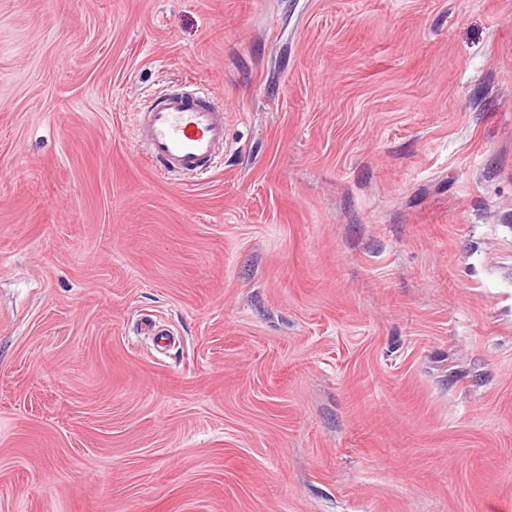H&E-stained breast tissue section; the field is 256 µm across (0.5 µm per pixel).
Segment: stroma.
I'll return each instance as SVG.
<instances>
[{
	"mask_svg": "<svg viewBox=\"0 0 512 512\" xmlns=\"http://www.w3.org/2000/svg\"><path fill=\"white\" fill-rule=\"evenodd\" d=\"M0 512H512V0H0ZM133 115L136 149L165 180L201 181L224 154V110L205 90L160 94Z\"/></svg>",
	"mask_w": 512,
	"mask_h": 512,
	"instance_id": "obj_1",
	"label": "stroma"
}]
</instances>
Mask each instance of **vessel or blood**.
Returning <instances> with one entry per match:
<instances>
[{"instance_id": "1", "label": "vessel or blood", "mask_w": 512, "mask_h": 512, "mask_svg": "<svg viewBox=\"0 0 512 512\" xmlns=\"http://www.w3.org/2000/svg\"><path fill=\"white\" fill-rule=\"evenodd\" d=\"M136 149L166 180L201 181L224 153V111L207 91L167 92L134 114Z\"/></svg>"}]
</instances>
